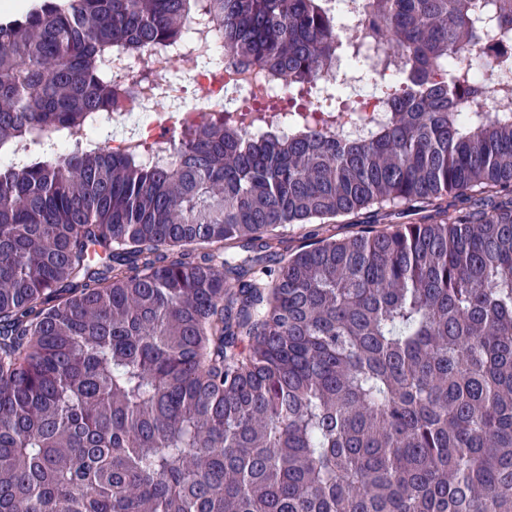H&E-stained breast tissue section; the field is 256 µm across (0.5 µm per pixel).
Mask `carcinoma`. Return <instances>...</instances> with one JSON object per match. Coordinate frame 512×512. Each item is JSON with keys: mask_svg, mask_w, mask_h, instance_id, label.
<instances>
[{"mask_svg": "<svg viewBox=\"0 0 512 512\" xmlns=\"http://www.w3.org/2000/svg\"><path fill=\"white\" fill-rule=\"evenodd\" d=\"M38 0L0 20V147L81 129L112 48L194 20L288 87L397 61L378 134L330 111L187 125L145 166L106 145L0 167V512H512V114L468 59L512 0ZM432 224H333L361 210ZM298 224H312L294 251Z\"/></svg>", "mask_w": 512, "mask_h": 512, "instance_id": "carcinoma-1", "label": "carcinoma"}]
</instances>
